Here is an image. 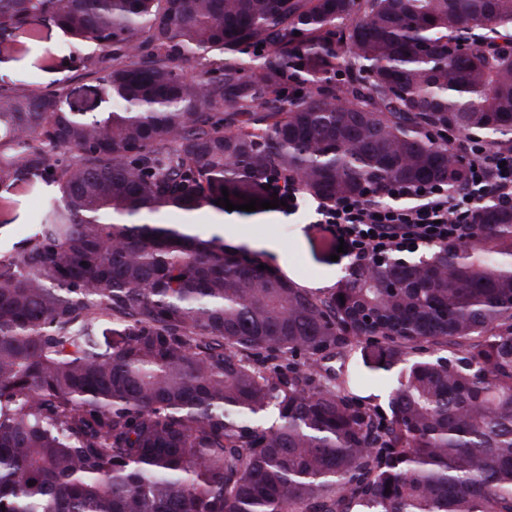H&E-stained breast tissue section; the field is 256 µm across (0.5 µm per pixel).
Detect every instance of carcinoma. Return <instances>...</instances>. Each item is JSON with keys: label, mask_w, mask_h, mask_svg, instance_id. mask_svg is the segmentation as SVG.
Masks as SVG:
<instances>
[{"label": "carcinoma", "mask_w": 512, "mask_h": 512, "mask_svg": "<svg viewBox=\"0 0 512 512\" xmlns=\"http://www.w3.org/2000/svg\"><path fill=\"white\" fill-rule=\"evenodd\" d=\"M42 26L114 107L0 88V175L57 193L0 256V512H512L511 207L324 294L153 221L462 189L435 133L512 151V0H0ZM376 375H386V373L383 371H369L364 369L362 372V389L357 392V394L361 396L372 395L370 402L386 410L389 389L381 384H371L370 379Z\"/></svg>", "instance_id": "1"}]
</instances>
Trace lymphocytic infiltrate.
<instances>
[{
  "label": "lymphocytic infiltrate",
  "mask_w": 512,
  "mask_h": 512,
  "mask_svg": "<svg viewBox=\"0 0 512 512\" xmlns=\"http://www.w3.org/2000/svg\"><path fill=\"white\" fill-rule=\"evenodd\" d=\"M470 178L459 193L447 188L394 186L398 197L412 198L409 206H393L372 199H340L319 203L322 223L342 239L352 259L447 244L459 239L476 205L486 195L512 205V152L471 149Z\"/></svg>",
  "instance_id": "obj_1"
}]
</instances>
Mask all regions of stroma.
<instances>
[{
    "mask_svg": "<svg viewBox=\"0 0 512 512\" xmlns=\"http://www.w3.org/2000/svg\"><path fill=\"white\" fill-rule=\"evenodd\" d=\"M63 41L61 31H47L42 51H28L21 45L0 50V84L59 91L65 105L76 112L111 110V99L103 94L99 81L81 70L78 54L61 51ZM55 194L54 188L40 183L23 190L0 180V195L14 200L9 211L0 213L1 255L10 254L16 243L32 233L36 215ZM316 206V200L303 196L293 210L280 206L253 213L222 212L207 206L201 214L211 220L215 236H223L225 225H232L233 245L245 247L281 269L298 287L323 293L335 287L351 260L337 256L336 238L329 225L320 223ZM270 237L276 239L278 249L265 248ZM285 255L290 258L286 265L281 262Z\"/></svg>",
    "mask_w": 512,
    "mask_h": 512,
    "instance_id": "35a3bbf8",
    "label": "stroma"
}]
</instances>
